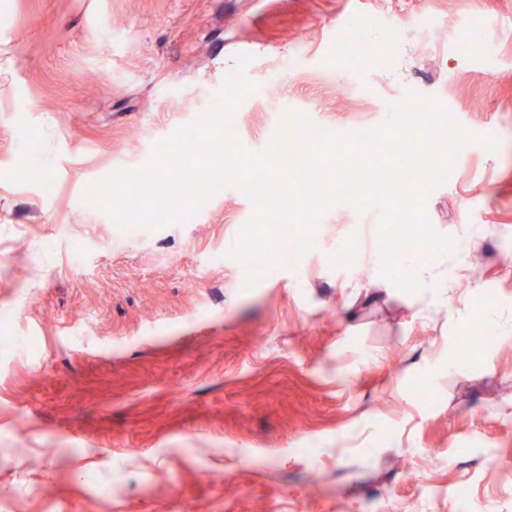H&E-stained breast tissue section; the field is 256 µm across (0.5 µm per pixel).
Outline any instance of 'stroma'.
<instances>
[{
    "instance_id": "stroma-1",
    "label": "stroma",
    "mask_w": 512,
    "mask_h": 512,
    "mask_svg": "<svg viewBox=\"0 0 512 512\" xmlns=\"http://www.w3.org/2000/svg\"><path fill=\"white\" fill-rule=\"evenodd\" d=\"M229 77L251 151L289 111L461 123L425 202L449 302L376 286L377 209L289 267L231 257L234 185L150 233L87 209ZM477 319L512 322V0H0V512H460L462 485L512 512V336L448 364Z\"/></svg>"
}]
</instances>
